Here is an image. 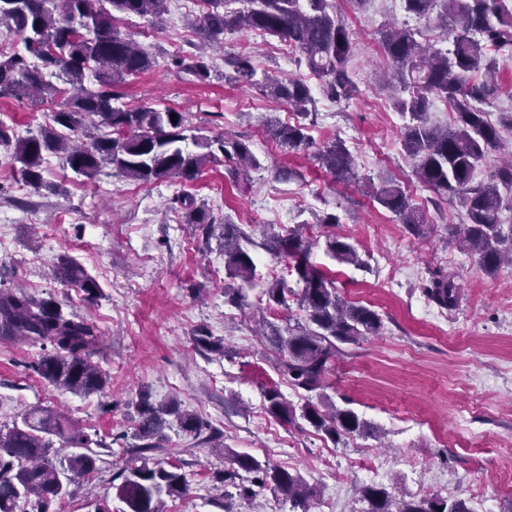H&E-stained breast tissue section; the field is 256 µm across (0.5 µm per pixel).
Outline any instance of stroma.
Instances as JSON below:
<instances>
[{"instance_id": "1", "label": "stroma", "mask_w": 512, "mask_h": 512, "mask_svg": "<svg viewBox=\"0 0 512 512\" xmlns=\"http://www.w3.org/2000/svg\"><path fill=\"white\" fill-rule=\"evenodd\" d=\"M332 3L352 33L347 67L358 88L341 104L321 93L295 56L281 53L280 38L259 32L225 35L223 50L208 60V81L178 69L174 58L196 49L192 24L201 11L188 0H169L158 22L119 21L155 64L119 86L117 106L168 107L186 113L196 134L249 139L261 166L239 180L227 179L218 160L191 182L143 184L108 168L89 182L51 155L46 185L34 189L0 148V285L53 296L65 313L94 324L102 339L107 384L89 396L48 386L28 370L38 349L0 342V427H12L23 411L49 406L71 429L104 442L91 450L94 471L53 501L52 512H95L102 502L120 512L112 479L127 457L114 439L134 433L135 403L144 389L155 402L178 401L224 434L219 451L167 429L169 447L160 458L180 467L188 491L166 499L165 512H221L222 478L235 453L303 476L314 493L312 512H364L361 490L368 485L465 499L476 512H512V266L489 274L460 247L447 245L449 225L463 223L465 211L458 201L436 200L413 173L402 145L404 120L383 89L390 64L378 32L394 22L417 30L420 42L444 49L450 42L391 0H370L364 8L351 0ZM244 50L253 53L258 76L306 78L315 99L310 137L318 147L342 141L358 182H335L310 154L288 152L268 136V120L292 124L297 117L258 88L225 80V55ZM47 118V106L0 98V123L15 136H27ZM284 167L294 170L292 179H279ZM385 179L398 182L421 208V236L374 202L370 186ZM184 193L217 222L252 235L263 275L275 262L259 246L265 234L305 222L317 237L323 229L316 216L336 215V235L349 238L365 267L330 262L319 245L310 259L334 271L341 295L376 311L383 328L347 346L326 393L370 422L373 434L335 444L304 420L290 426L267 414L266 389L278 388L297 407L302 395L276 369L252 310L225 303L223 251L206 243L200 225L171 212L173 199ZM62 255L98 281L96 303L56 280ZM437 271L460 286L454 309L438 307L424 293ZM201 329L223 339L225 354L195 348L192 338Z\"/></svg>"}]
</instances>
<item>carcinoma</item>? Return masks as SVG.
I'll return each instance as SVG.
<instances>
[{
	"label": "carcinoma",
	"instance_id": "obj_1",
	"mask_svg": "<svg viewBox=\"0 0 512 512\" xmlns=\"http://www.w3.org/2000/svg\"><path fill=\"white\" fill-rule=\"evenodd\" d=\"M168 0H0V25L24 45L27 55H0V97L27 95L34 103H57L50 121L36 132L19 138L0 125V147L11 148L26 184L37 189L44 184L45 156L54 155L78 177L93 180L104 167L112 174L140 183L170 178L193 181L204 166L224 157L227 175L237 179L260 162L242 139L187 135L192 127L185 113L151 106L121 108L113 88L131 76L153 68L154 59L115 24L117 15L160 18ZM404 11L418 20L435 24L451 40V48L424 45L417 31L392 24L381 30V45L391 74L401 94L394 108L409 122L404 125L403 148L418 179L445 200L457 199L465 209L466 223L448 226V235L475 258L486 272L512 263V225L501 223L503 209L512 208V158L505 160L487 181H475V171L500 142V132L512 129V111L491 113L481 104L495 98L497 83L495 54L512 48V8L507 0H402ZM206 10L198 18L196 31L209 45L222 44L223 36L239 30H254L281 37L299 53L298 63L322 80L324 93L332 100L348 101L358 92L348 69L352 51L350 30L336 14L330 0H205ZM177 63L204 81L211 75L205 55ZM231 68L229 78L256 83L251 56H224ZM264 88L277 103H285L307 117L315 100L303 80L286 83L267 78ZM448 102L455 113L451 126L440 127L428 117L431 98ZM267 133L290 150L311 147L307 127L271 119ZM192 140L196 152L185 150ZM315 159L335 180H357L354 161L340 142L316 151ZM372 197L392 212L405 227L417 234L425 223L422 211L411 204L402 186L386 181L372 187ZM174 203L185 211L190 223L205 227L206 239L222 241L224 270L230 280L224 297L238 308H250L248 291L260 288L265 309L290 310L294 303L304 312L286 318L278 326L259 319L263 336L278 354L276 367L307 399L296 413L275 387L265 390L266 412L293 425L306 421L324 438L338 444L363 435L371 426L353 410L340 408L324 393L327 375L343 354L341 346L356 344L380 334L382 318L374 310L350 303L336 283L309 261L313 245L298 224L283 233L272 232L263 243L267 252L291 260L290 273L297 287L283 279L268 280L257 273L251 248L252 237L237 224H217L207 210L189 196ZM326 256L340 264L366 266L356 247L341 236L325 235ZM62 283L77 285L88 302L101 296L97 280L72 259L63 258L55 269ZM425 293L441 308H452L459 289L449 277L437 276ZM0 342L24 343L40 349L30 368L54 387L90 395L103 392L106 375L99 365L101 339L94 325L75 315L67 316L51 298L0 288ZM140 415L134 443L122 445L131 464L122 468L116 486L123 512H165L164 497H177L188 490L177 467H165L147 453L167 448L161 434L164 416L173 417L179 429L199 438L203 423L181 410L175 400L156 406L150 394H139ZM76 448H90L102 441L71 432L65 418L50 407L25 413L20 422L0 429V512H15L19 500L31 512H49L50 503L69 494L68 487L95 469L87 453L60 457L53 453V438ZM233 464L250 474L246 486L236 482L238 473H224V484L240 497H253L256 489L288 495L292 512H310L313 492L298 474H292L248 454H237ZM362 497L367 512H475L468 501H448L439 495L398 499L384 487L366 486Z\"/></svg>",
	"mask_w": 512,
	"mask_h": 512
}]
</instances>
